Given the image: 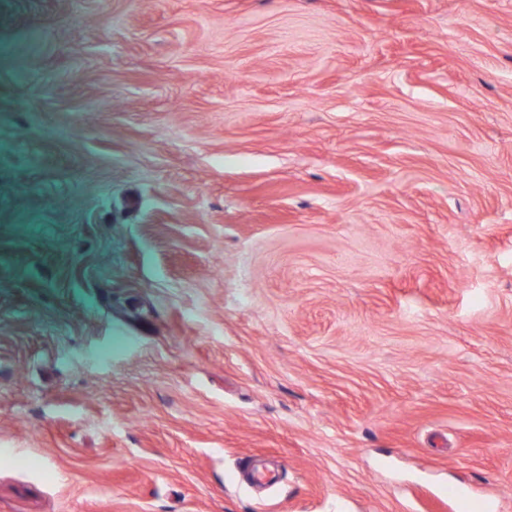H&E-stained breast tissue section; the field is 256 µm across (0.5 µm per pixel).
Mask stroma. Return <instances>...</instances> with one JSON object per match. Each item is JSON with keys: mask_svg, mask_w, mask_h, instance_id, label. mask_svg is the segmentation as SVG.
Segmentation results:
<instances>
[{"mask_svg": "<svg viewBox=\"0 0 512 512\" xmlns=\"http://www.w3.org/2000/svg\"><path fill=\"white\" fill-rule=\"evenodd\" d=\"M1 455L0 512H512V0H0Z\"/></svg>", "mask_w": 512, "mask_h": 512, "instance_id": "obj_1", "label": "stroma"}]
</instances>
